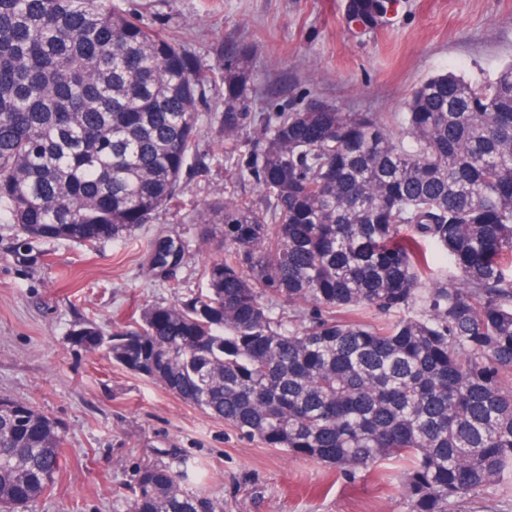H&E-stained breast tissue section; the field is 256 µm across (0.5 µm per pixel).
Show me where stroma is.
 Segmentation results:
<instances>
[{
  "label": "stroma",
  "instance_id": "obj_1",
  "mask_svg": "<svg viewBox=\"0 0 512 512\" xmlns=\"http://www.w3.org/2000/svg\"><path fill=\"white\" fill-rule=\"evenodd\" d=\"M154 27L179 35L209 76L200 106V166L183 176L178 203L135 237L86 248L45 243L40 264L13 256L15 225L0 221V395L31 403L60 420L71 442L52 492L26 512H113L112 492L135 471L181 458L207 468L203 491L224 512H407L397 474L347 477L240 435L116 364L106 348L68 341L92 321L105 332L203 288L215 247L192 250L181 285L169 288L142 271L160 230L195 238L193 216L215 195L260 197L224 158L222 47L248 45L254 112L303 109L312 102L396 120L413 88L428 77L490 75L512 61V0H396L389 21L359 35L345 23L346 0H126Z\"/></svg>",
  "mask_w": 512,
  "mask_h": 512
}]
</instances>
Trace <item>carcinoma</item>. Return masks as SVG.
<instances>
[{"mask_svg": "<svg viewBox=\"0 0 512 512\" xmlns=\"http://www.w3.org/2000/svg\"><path fill=\"white\" fill-rule=\"evenodd\" d=\"M392 0H347L367 32ZM249 48L224 49V144L258 201L197 212L224 249L205 288L94 322L71 344L296 458L355 473L405 464L407 512H456L512 477V64L421 82L399 117L249 112ZM208 76L122 0H0V217L34 242L130 238L183 190ZM191 240L147 245L179 284ZM444 257L452 273L425 280ZM67 430L0 397V512H23L65 461ZM187 459L139 468L123 512H224Z\"/></svg>", "mask_w": 512, "mask_h": 512, "instance_id": "1", "label": "carcinoma"}]
</instances>
